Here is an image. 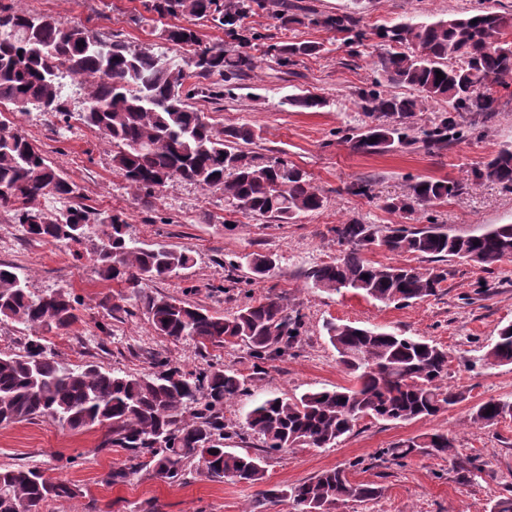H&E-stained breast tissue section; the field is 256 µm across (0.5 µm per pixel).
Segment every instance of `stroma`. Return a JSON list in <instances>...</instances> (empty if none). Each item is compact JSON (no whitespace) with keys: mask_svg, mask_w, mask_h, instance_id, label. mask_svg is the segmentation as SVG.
I'll list each match as a JSON object with an SVG mask.
<instances>
[{"mask_svg":"<svg viewBox=\"0 0 512 512\" xmlns=\"http://www.w3.org/2000/svg\"><path fill=\"white\" fill-rule=\"evenodd\" d=\"M324 14L351 11L363 25L431 22L462 15L476 0H307ZM34 14H49L64 23H82L133 47L147 46L186 64L192 48L172 47L159 37L164 20L138 27L128 17L138 0H19ZM247 27L275 34L278 40L322 43L319 55L282 67L261 60L235 94L221 107L195 99L216 125L249 124L261 131L257 151L283 156L305 170L326 198L323 209L281 224L249 214L226 212L217 197L186 181L170 183L144 208L124 178L112 167V147L98 132L80 123L64 127L44 112L8 113L14 127L25 132L65 177L79 188L85 204L122 213L140 245H165L189 252L194 262L165 280L150 283V293L181 298L220 315L233 313L246 299H280L303 320L297 343L268 361L264 372L253 369L245 345L202 346L157 334L147 315L127 300L103 308L116 284L99 280L91 261V242L79 245L40 243L29 238L12 216L0 211V263L27 275L32 292L63 289L77 300L78 322L69 330L48 333L47 345L56 358L71 366L94 364L115 372L154 371L156 359L186 370L214 365L238 370L247 379L246 396L224 407V418L236 435L225 447L260 453L262 443L246 428L245 416L254 402L273 395L298 397L310 391L349 387L352 377L339 365L323 329L327 320L414 336L448 352L450 386L464 390L465 401L433 418L411 421L361 419L330 448H291L269 454L265 477L257 484L216 481L198 462L187 464L180 478L166 482L144 470L119 485L105 477L120 467L127 453L103 447L99 428L72 430L48 417L0 426V468L26 466L66 481L76 498L50 502L48 512H294L291 501L269 503L267 490L312 478L322 471L346 468L352 479L377 484L375 500L348 502L337 512H489L498 498L512 495V420L477 425L473 408L489 399L512 402V364L491 366L480 358L499 328L512 322V259L489 268L448 261V279L439 295L407 305L384 304L344 289L326 292L311 287L305 274L334 260L342 248L332 228L358 220L387 230L402 224L444 225L449 233L475 234L490 224H512V192L486 182L438 205L429 213L407 216L383 207L390 196L408 192L422 177L463 178L503 145L512 144V95L504 94L494 118L479 133L437 154L417 148L382 155L357 154L342 133L367 122L356 104L360 88L375 77L372 48L351 54L342 40L325 29L277 28L267 14L249 18ZM309 91L328 104L315 112L282 110L281 99ZM372 180L373 196L352 195L349 185ZM272 256L275 267L263 278L253 277L251 254ZM233 287H225L227 278ZM442 432L453 438L461 459L479 458L483 469L471 481L457 478L448 460L416 455L396 462L382 458V449L416 436Z\"/></svg>","mask_w":512,"mask_h":512,"instance_id":"obj_1","label":"stroma"}]
</instances>
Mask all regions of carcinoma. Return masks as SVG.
I'll return each instance as SVG.
<instances>
[{
  "instance_id": "carcinoma-1",
  "label": "carcinoma",
  "mask_w": 512,
  "mask_h": 512,
  "mask_svg": "<svg viewBox=\"0 0 512 512\" xmlns=\"http://www.w3.org/2000/svg\"><path fill=\"white\" fill-rule=\"evenodd\" d=\"M136 25L155 17L173 23L159 38L196 50L184 68L150 48L132 49L121 40L100 37L82 24H62L0 0V106L16 112L33 109L67 121L63 79L84 90L86 107L78 120L112 144V166L144 207L153 205L174 180L190 182L219 195L224 209L290 224L321 210L324 197L307 172L282 156H268L250 145L259 138L247 124L214 127L190 103L200 96L211 104L224 100L257 68L256 56H271L282 67L322 51L318 42L276 41L270 34L247 32L244 20L269 13L278 28L321 27L357 49L371 41L381 79L357 93L369 122L347 134L358 154H384L418 145L435 154L467 137L466 113L483 121L493 117L502 90L512 89V10L477 7L465 15L430 23H397L371 29L354 12L318 14L296 8L291 0H140ZM477 23H472V20ZM224 31L228 41L202 45L197 24ZM442 72L445 79L436 78ZM195 83L188 88V80ZM404 85L415 94L400 96L382 82ZM438 101L447 107L429 125L411 134L409 119ZM282 104L320 109L315 94H291ZM484 181L512 192V146H504L462 179L424 177L403 196L389 197L384 208L412 215L445 203ZM79 197L77 185L59 173L43 151L20 130L0 121V210L13 213L27 235L45 242L80 244L94 238L93 266L98 276L131 290L154 330L175 341L214 346L242 343L260 362L298 341L300 315L275 298L250 300L219 316L174 296L154 295L147 285L189 266L193 257L163 245L138 246L118 213L74 203L58 214L38 206L44 196ZM345 246L331 262L310 269L313 287L352 289L383 303L407 304L438 295L448 279L440 266L456 257L489 268L512 258V224H492L479 234H450L440 224L400 225L379 236L372 224L352 221L334 228ZM479 245H474V242ZM377 245L398 255L425 257L427 267L374 263L366 253ZM275 260L255 255L249 263L259 278ZM368 278H362V275ZM78 320L75 299L63 290L35 294L16 268L0 263V324L30 331L24 354L0 352V425L49 417L71 429H107L104 446L130 452L127 463L110 471L105 482H125L149 469L175 480L187 463L198 461L212 478L256 484L265 477L259 454L224 447L228 436L224 404L248 392L235 370L214 367L193 373L159 363L153 374L129 375L94 365L71 368L48 351L44 334L69 329ZM339 362L354 375L350 387L308 392L298 398L274 396L246 415L247 429L269 454L288 448H330L364 417L408 421L436 417L466 400V392L447 386L448 352L411 336L337 324L323 325ZM486 365L512 364V323L498 329L485 351ZM512 417V403L489 399L476 406L473 423L491 425ZM381 454L403 460L417 454L458 462L455 440L445 433L410 438ZM381 490L354 481L345 468L283 488L269 497L289 499L299 512H333L344 502L377 498ZM77 489L39 469H0V512H46L49 502L72 499Z\"/></svg>"
}]
</instances>
